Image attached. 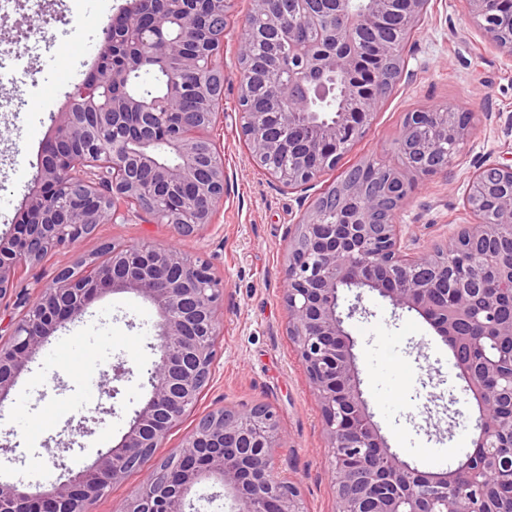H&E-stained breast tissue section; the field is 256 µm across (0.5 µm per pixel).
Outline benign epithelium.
<instances>
[{"mask_svg": "<svg viewBox=\"0 0 512 512\" xmlns=\"http://www.w3.org/2000/svg\"><path fill=\"white\" fill-rule=\"evenodd\" d=\"M430 0H373L356 13L350 0H304L289 13V0H253L265 25L276 31L304 28L324 16L325 42L300 47L288 59L294 95L286 112H249L256 62L251 44L237 43L240 128L249 160L260 165L286 154V169L267 173L293 191L308 188L333 170L348 148L363 137L374 109L393 89L400 69L389 27L413 32ZM468 17L485 42L512 62V38H502L509 0H466ZM234 0H129L113 15L91 75L69 93L54 120L34 190L13 233L0 239V300L12 294L18 273L56 250L75 247L101 224L152 213L177 235L191 238L209 224L224 198V158L214 142L197 135L216 124L224 71L200 65L186 49L199 37L211 57L224 49V18ZM133 48L152 47L175 64L163 96L149 99L125 87L141 76L142 62L112 66L117 36ZM350 105L330 120L314 121L309 139L279 130L307 115L315 99L335 90L334 78ZM476 131L475 113L453 120L440 108L406 115L398 137L401 164L377 157L372 184L351 176L320 195L301 215L288 250L283 299L288 333L296 343L307 383L316 396L328 439V473L336 487V512H484L479 502L497 488L482 466L463 468L469 487L448 494L458 470L421 471L400 459L380 433L363 398L352 353L353 341L339 312L340 290L368 289L393 308L418 313L451 348L459 376L481 416L476 453L502 480H512V316H504L496 284L512 283V152L486 157L468 181L463 207L469 221L432 250L417 251L397 223L402 202L420 176L445 171ZM472 256L467 271L458 257ZM453 289L450 303L439 296ZM135 291L158 314L160 352L150 370V395L136 411L119 443L97 454L89 468L69 473L50 492L32 496L17 485H0L6 512H91L92 504L161 446L191 412L209 384L215 359L224 289L210 265L174 246L112 247L111 260L90 265L76 277L59 270L52 281L24 301L0 343V399L26 370L31 356L62 323L84 313L106 291ZM133 374L127 362L112 366L103 394L112 398ZM278 416L266 405L224 406L201 416L181 446L130 494L123 512H186L187 494L206 477L232 493L235 512H302L299 490L276 467L283 448Z\"/></svg>", "mask_w": 512, "mask_h": 512, "instance_id": "7a95c632", "label": "benign epithelium"}]
</instances>
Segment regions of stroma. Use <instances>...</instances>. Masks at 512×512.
Listing matches in <instances>:
<instances>
[{
    "instance_id": "35a3bbf8",
    "label": "stroma",
    "mask_w": 512,
    "mask_h": 512,
    "mask_svg": "<svg viewBox=\"0 0 512 512\" xmlns=\"http://www.w3.org/2000/svg\"><path fill=\"white\" fill-rule=\"evenodd\" d=\"M127 0H25L0 12V51L14 60L0 79V237L9 233L33 186L31 178L55 117L74 87L92 68L104 26ZM251 0H235L218 62L227 79L222 114L207 136L224 157V199L212 224L197 237L177 240L171 225L138 218L99 225L75 248L50 254L19 275L11 296L0 301V322L18 318L22 297L34 296L57 269L87 258L106 261V246L180 242L209 262L224 282L216 360L196 409L171 433L151 459L116 484L92 512H123L132 489L181 445L199 416L223 406L264 404L280 419L285 448L279 466L301 491L303 512H336V490L328 475L329 454L319 409L302 363L288 336L282 293L288 245L298 217L353 166L376 156L399 163L396 141L407 113L450 106L477 115L478 129L465 148L463 164L419 180L404 200L398 221L432 249L462 222V195L477 162L512 147L499 113L512 114V64L487 47L469 24L465 0H431L428 13L403 48L405 76L379 103L364 136L306 191L282 189L253 164L243 147L238 114L235 47L245 30ZM364 309L346 319L360 370L361 388L382 435L401 459L423 471L455 465L473 438L475 400L454 367L448 346L416 313L394 310L388 300L367 292H344L341 309L354 301ZM154 306L133 292L107 293L82 316L66 322L33 357L0 410V482L28 484L30 492L51 489L59 475L56 460L79 470L94 463L98 450L116 445L150 391L154 350ZM97 350V382L127 361L134 373L119 384L115 399L88 391L69 366L62 341ZM451 399L450 431L428 420L431 394ZM111 415L93 421L95 409ZM86 422L88 434L75 427Z\"/></svg>"
}]
</instances>
